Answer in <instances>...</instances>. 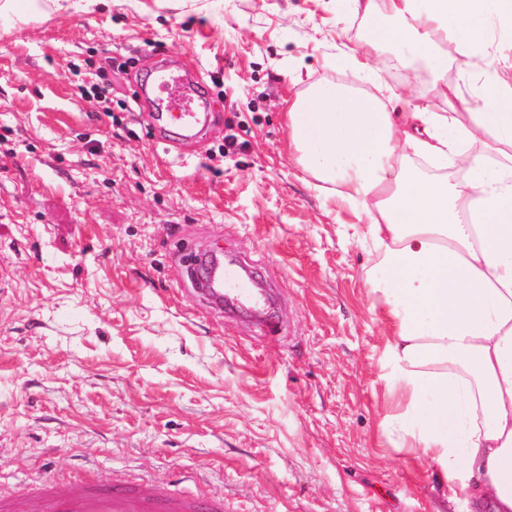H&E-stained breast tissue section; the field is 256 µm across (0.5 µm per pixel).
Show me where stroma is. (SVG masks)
<instances>
[{
    "label": "stroma",
    "instance_id": "1",
    "mask_svg": "<svg viewBox=\"0 0 512 512\" xmlns=\"http://www.w3.org/2000/svg\"><path fill=\"white\" fill-rule=\"evenodd\" d=\"M369 27L345 0H101L0 28V498L52 477L224 512H482L386 442L377 255L288 147L289 101ZM163 60L204 80L197 140L128 134ZM372 65L375 97L447 111L425 66ZM188 244L249 264L280 334L199 300Z\"/></svg>",
    "mask_w": 512,
    "mask_h": 512
}]
</instances>
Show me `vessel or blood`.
Here are the masks:
<instances>
[{
  "label": "vessel or blood",
  "mask_w": 512,
  "mask_h": 512,
  "mask_svg": "<svg viewBox=\"0 0 512 512\" xmlns=\"http://www.w3.org/2000/svg\"><path fill=\"white\" fill-rule=\"evenodd\" d=\"M158 71V93L151 100L156 121L186 138L201 134L210 121V112L198 79L189 77L182 66L163 63ZM215 282V288L198 289V296L219 311L232 312L241 306L249 307L261 317L267 333L276 334L277 323L268 313L266 299L248 292L239 270L219 265L215 270ZM43 498L53 501L57 512H222L224 508L220 502L203 506L196 500L185 498L160 501L145 484L121 487L105 496L96 492L91 483L75 481L42 483L29 501L2 504L0 512H37Z\"/></svg>",
  "instance_id": "1"
}]
</instances>
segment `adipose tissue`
Segmentation results:
<instances>
[{"instance_id": "ef3b65f1", "label": "adipose tissue", "mask_w": 512, "mask_h": 512, "mask_svg": "<svg viewBox=\"0 0 512 512\" xmlns=\"http://www.w3.org/2000/svg\"><path fill=\"white\" fill-rule=\"evenodd\" d=\"M98 2L0 0V24ZM350 2L387 24L341 54L349 80L290 103V144L316 190L358 215L359 240L379 258L366 286L390 330L383 433L448 488L479 477L493 512H512V86L457 109L463 84L490 73L482 49L495 25L512 26V0ZM387 47L404 66H427L447 111L396 116L355 87Z\"/></svg>"}]
</instances>
